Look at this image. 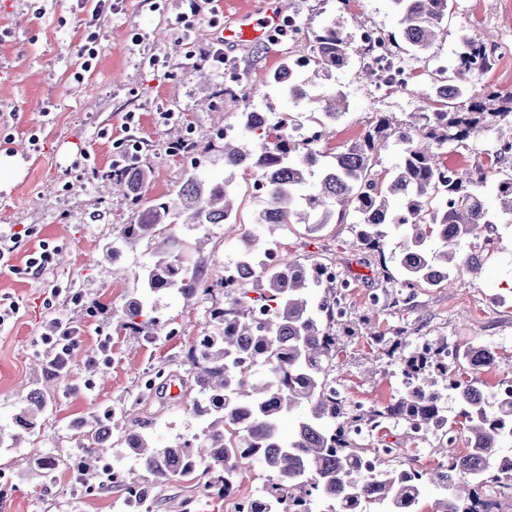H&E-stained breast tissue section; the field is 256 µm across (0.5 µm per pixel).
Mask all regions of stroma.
<instances>
[{"label": "stroma", "mask_w": 512, "mask_h": 512, "mask_svg": "<svg viewBox=\"0 0 512 512\" xmlns=\"http://www.w3.org/2000/svg\"><path fill=\"white\" fill-rule=\"evenodd\" d=\"M254 2L211 0L187 25L186 0H117L116 8L96 21L78 0H0V153L21 158L17 174L0 189V228L24 233L8 266L0 268V304L16 307L0 326V429H14L22 388L35 361L49 354L40 339L48 321L72 322L83 354L97 356L92 373L82 363L71 364L60 390L47 395L29 443L0 448V512H123L121 490L96 489V476L86 478L94 492L76 493L65 465L50 480L31 470L39 455L50 452L65 462L79 454L74 424L92 408L114 412L107 454L123 472L136 466L120 444L124 431L135 429L167 444L203 427L190 411L197 393L184 379L187 350L213 329L208 299L159 294L155 315L161 330L150 343L121 327L122 306L140 292L133 274L152 256L143 245L124 249L123 278L104 256L122 225L136 218L122 193L95 177L119 161V141L140 144L136 165L147 174L144 198L174 200L192 174L224 177L222 139L183 160L168 154L169 142L186 132L236 127L242 113L253 110L273 120L290 112L297 124H311L314 105L289 102L268 77L284 59L310 55L313 30L335 16L343 17L350 31L360 23L386 33L399 28L390 0H289L286 14L301 31L291 50L268 43L228 47L223 67L212 65L199 74L201 52L219 46L225 22ZM486 34L498 44L512 42V0H457L456 14L430 57L415 59L420 75L407 88L375 89L356 79L355 61L336 71L334 84L348 109L336 125L333 147L362 133L375 113L403 123L410 113L434 110L432 72L450 68L464 37ZM90 41L97 56L85 72L81 49ZM244 84L252 89L246 100L233 94ZM167 111L173 118L165 122L160 115ZM129 113L135 122L127 130L123 122ZM486 203L496 222L471 242L479 266L453 269L446 287H401L400 269L382 270L378 254L358 243L355 225L327 224L311 232L292 224L280 230L281 250L305 261L336 263L351 282L348 322L335 331L330 372L349 402L370 410L400 391V359L385 342L401 329L413 341L445 338L452 349L491 346L496 364L478 371V378L489 387L512 378V215L499 213L494 189H487ZM163 233L184 261L206 265L210 278L222 276L236 258L238 237L225 225L173 224ZM43 249L53 253L52 265L30 272V255ZM375 296L390 298V305L372 307ZM103 339L110 342L104 353L98 350ZM169 382L179 385V395L166 390ZM370 445L391 447L385 461L393 466H413L415 446L430 449L428 468L444 460L434 437L410 438L403 423L388 424ZM235 498L207 494L201 480L178 479L163 488L153 512H235Z\"/></svg>", "instance_id": "stroma-1"}]
</instances>
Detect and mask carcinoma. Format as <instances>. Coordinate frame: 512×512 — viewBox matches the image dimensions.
Here are the masks:
<instances>
[{"mask_svg":"<svg viewBox=\"0 0 512 512\" xmlns=\"http://www.w3.org/2000/svg\"><path fill=\"white\" fill-rule=\"evenodd\" d=\"M399 16L400 35H385L391 57L372 58L361 48L358 77L376 88L385 86L391 64L411 51L426 57L434 49L455 13L456 0H391ZM350 43L343 23L332 19L313 33L312 58L304 69L287 61L270 81L293 101L319 104L315 124L318 140L294 135L295 123L281 116L262 125L253 113L241 115L239 131L225 135L221 181L190 176L177 200L146 201L141 185L146 173L130 174L128 165H115L103 179L112 182L137 209V218L122 226L120 240L133 248L144 244L154 261L137 279L142 294L122 309V326L150 341L160 322L150 315L151 297L174 291L185 298L210 299L215 330L197 337L186 353L187 374L198 388L192 413L203 422L201 434L158 446L146 435L131 431L122 436L144 474L122 475L125 490H140L138 499H124L132 512H152L156 489L177 478L208 476L205 486L217 493L234 490L241 471L258 466L269 472L267 482L252 498L253 512H350L348 501H363L364 512H393L396 506L422 495L429 483L446 495L435 512H499V504L481 502L479 490L491 480L512 482V453L501 454L512 442V391L485 389L479 379H464L457 369L479 370L495 364L496 351L468 346L448 359V342H426L425 350L407 355L401 368L412 381L386 406L358 413L347 408L338 393L330 368L336 358L334 329L347 321L345 300L350 281L327 280V264L303 263L282 255L269 267L262 262L260 238L244 231L238 258L211 280L197 267L190 268L161 237V226L186 216V224H236L234 174L249 170L265 184V207L256 223L270 236L277 228L303 224L310 231L351 213L359 216L360 245L384 256L391 230L400 232L391 249L403 275V287L421 283L449 285L448 264H478V256L462 244L490 229L493 216L484 194L487 173L504 174L497 185L502 211L512 214V172H503L512 149V134L497 139L505 153L493 155L487 169L472 174L447 164L444 149L463 145L479 133L512 116L490 112L486 103L500 97L489 85L475 89L476 75L492 68L494 54L482 38L464 42L460 63L451 74L434 79L435 98L441 106L417 112L414 121L395 125L379 115L373 126L334 152L328 148L336 121L346 110L344 94L328 81L333 72L350 63ZM403 146L398 163L386 180L373 172L380 152L391 138ZM430 238L439 247L423 248ZM255 296H250V293ZM31 383L19 421L32 436L45 408L43 395L55 390L60 376L44 372ZM457 410L449 415L447 394ZM293 420L288 433L281 422ZM404 422L419 436L433 435L448 461L429 473L418 486L409 482L406 469H379L371 479L358 467L363 456L350 431L379 428L384 422ZM112 423V411L95 410L79 418L84 437L82 452L70 463L79 477L98 468L101 441ZM467 433L468 448L456 451L454 428Z\"/></svg>","mask_w":512,"mask_h":512,"instance_id":"obj_1","label":"carcinoma"}]
</instances>
